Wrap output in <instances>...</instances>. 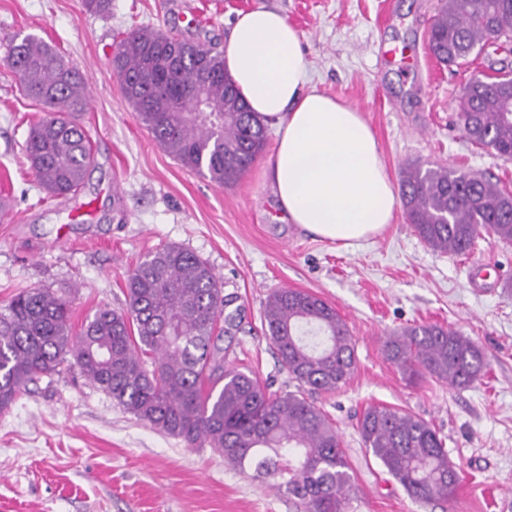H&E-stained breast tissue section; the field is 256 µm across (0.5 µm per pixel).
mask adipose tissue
Instances as JSON below:
<instances>
[{
    "instance_id": "1",
    "label": "adipose tissue",
    "mask_w": 512,
    "mask_h": 512,
    "mask_svg": "<svg viewBox=\"0 0 512 512\" xmlns=\"http://www.w3.org/2000/svg\"><path fill=\"white\" fill-rule=\"evenodd\" d=\"M224 67L254 117L275 127L266 171L285 221L349 246L392 224L398 198L361 112L305 88L301 36L282 14L239 13Z\"/></svg>"
}]
</instances>
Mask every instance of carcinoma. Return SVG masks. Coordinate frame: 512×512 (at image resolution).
I'll list each match as a JSON object with an SVG mask.
<instances>
[{"mask_svg":"<svg viewBox=\"0 0 512 512\" xmlns=\"http://www.w3.org/2000/svg\"><path fill=\"white\" fill-rule=\"evenodd\" d=\"M512 0H441L430 26L431 54L456 64L475 49L512 46ZM25 94L51 109L31 126L24 150L37 182L55 197L80 190L95 161L78 120L85 92L79 72L50 44L13 36L0 58ZM125 97L154 139L185 168L220 186L238 182L264 149L267 131L224 70V53L160 31L127 34L111 60ZM512 72L478 76L461 89L458 123L470 142L512 160ZM401 202L416 234L433 250L471 251L492 236L512 242V192L489 178L446 166L409 164ZM126 306L98 310L78 335L69 301L48 290L16 293L0 310V411L71 356L81 374L136 419L191 448H216L224 462L297 499L301 512H345L352 475L342 438L306 394L341 389L356 368L355 343L336 309L307 291L277 288L263 319L296 391L279 393L222 345L241 322L240 308L210 265L166 245L127 275ZM387 359L414 384L429 376L454 389L482 381L488 362L470 337L439 325L394 331ZM361 440L408 496L455 497L459 473L443 439L425 420L386 406L359 416Z\"/></svg>","mask_w":512,"mask_h":512,"instance_id":"cac0c4a2","label":"carcinoma"}]
</instances>
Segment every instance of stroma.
I'll list each match as a JSON object with an SVG mask.
<instances>
[{
  "mask_svg": "<svg viewBox=\"0 0 512 512\" xmlns=\"http://www.w3.org/2000/svg\"><path fill=\"white\" fill-rule=\"evenodd\" d=\"M439 0H112L109 15L82 0H0V46L13 35L52 44L79 71L88 102L79 119L96 163L77 195L39 188L22 149L47 114L0 63V308L24 288L70 301L80 332L103 307L126 305L130 269L175 243L213 268L241 305L230 348L274 389L295 383L263 334L276 288L316 294L336 308L356 343V369L340 390L312 401L339 431L351 467L346 512H512V243L487 237L465 256L428 247L396 212L356 247L321 240L282 221L266 174L276 143L236 185L183 167L141 123L114 76L126 33L152 28L223 50L239 12L278 11L302 36L309 86L362 113L392 177L411 161L476 172L512 190V161L471 144L456 123L471 76L512 69V52L476 51L440 64L428 49ZM405 48L402 62L383 47ZM460 331L489 367L467 389L425 379L408 385L384 355L398 328ZM371 405L427 421L461 482L452 501L411 499L364 447L357 419ZM0 512H299L293 497L253 470H234L213 448H188L137 420L73 364L30 383L0 412Z\"/></svg>",
  "mask_w": 512,
  "mask_h": 512,
  "instance_id": "obj_1",
  "label": "stroma"
}]
</instances>
